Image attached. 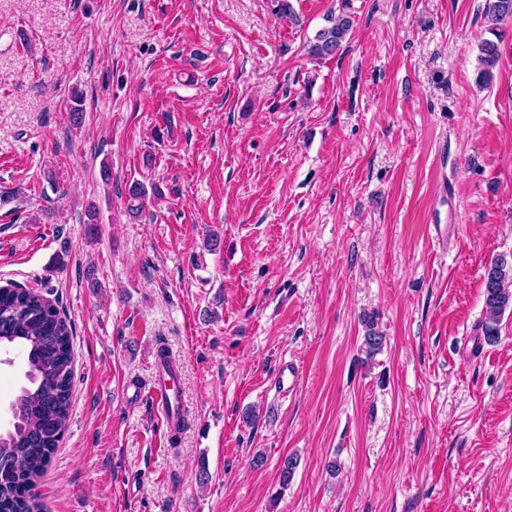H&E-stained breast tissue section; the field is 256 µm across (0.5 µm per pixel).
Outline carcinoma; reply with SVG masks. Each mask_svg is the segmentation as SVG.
Masks as SVG:
<instances>
[{"mask_svg": "<svg viewBox=\"0 0 512 512\" xmlns=\"http://www.w3.org/2000/svg\"><path fill=\"white\" fill-rule=\"evenodd\" d=\"M485 16L489 30L499 21L512 17V0H487ZM353 22L348 16L331 20L308 41V54L326 59L337 54L349 35ZM499 60L498 44L485 39L480 45L479 80H490ZM71 128L79 129L85 119L83 92L71 91L68 111ZM158 195L154 184L132 181L127 189V210L136 218L145 201ZM486 322L485 339H498L496 324L505 308L512 304V273L503 263H493L484 276ZM72 327L53 303L27 288H0V345L18 346L27 353L29 386L21 389L12 403V428L0 433V466L9 474L0 479V512H43L34 493L44 476L67 428L73 381ZM298 466V458L288 456L280 467L279 481L287 488Z\"/></svg>", "mask_w": 512, "mask_h": 512, "instance_id": "carcinoma-1", "label": "carcinoma"}]
</instances>
